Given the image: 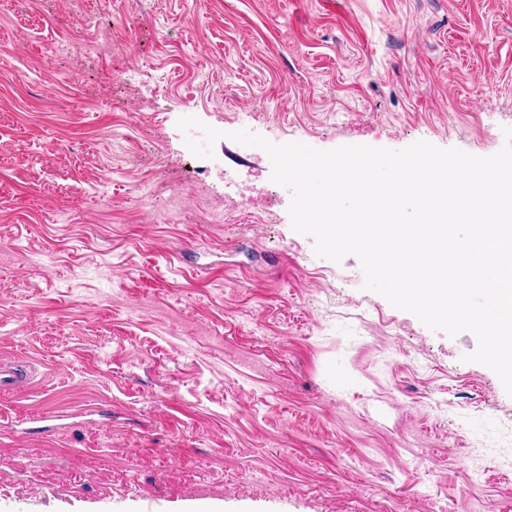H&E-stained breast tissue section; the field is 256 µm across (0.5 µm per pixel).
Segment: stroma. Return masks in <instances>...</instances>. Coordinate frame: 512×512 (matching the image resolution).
I'll return each mask as SVG.
<instances>
[{
	"mask_svg": "<svg viewBox=\"0 0 512 512\" xmlns=\"http://www.w3.org/2000/svg\"><path fill=\"white\" fill-rule=\"evenodd\" d=\"M508 127L512 0H0V359L34 372L0 512H512L475 335L317 256L229 138L488 157Z\"/></svg>",
	"mask_w": 512,
	"mask_h": 512,
	"instance_id": "stroma-1",
	"label": "stroma"
}]
</instances>
